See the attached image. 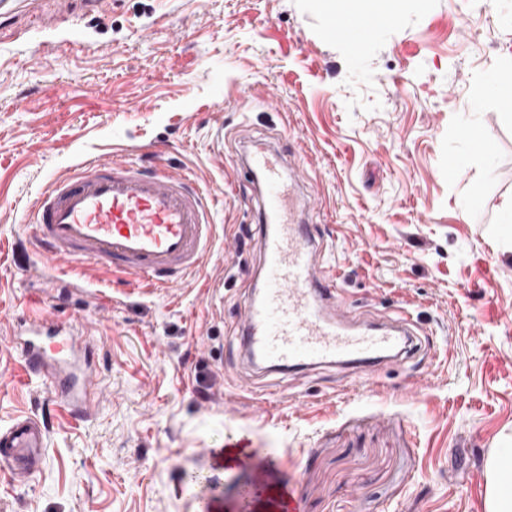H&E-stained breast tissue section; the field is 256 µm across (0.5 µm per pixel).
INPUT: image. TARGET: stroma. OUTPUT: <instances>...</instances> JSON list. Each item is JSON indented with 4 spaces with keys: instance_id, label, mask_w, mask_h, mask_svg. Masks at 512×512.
<instances>
[{
    "instance_id": "1",
    "label": "stroma",
    "mask_w": 512,
    "mask_h": 512,
    "mask_svg": "<svg viewBox=\"0 0 512 512\" xmlns=\"http://www.w3.org/2000/svg\"><path fill=\"white\" fill-rule=\"evenodd\" d=\"M37 9L62 29L22 13L0 30V427L36 416L47 448L0 483V512H287L292 495L297 512H484L487 462L512 445V115L494 85L512 0H407L361 45L327 36L320 0ZM255 150L302 153L288 179L319 201L320 264L363 324L408 312L420 358L373 386L243 359ZM113 155L224 192L213 257L173 288L77 277L31 243L49 181ZM31 307L88 326L95 415L55 408L9 348Z\"/></svg>"
}]
</instances>
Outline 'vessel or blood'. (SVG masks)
Here are the masks:
<instances>
[{
	"label": "vessel or blood",
	"mask_w": 512,
	"mask_h": 512,
	"mask_svg": "<svg viewBox=\"0 0 512 512\" xmlns=\"http://www.w3.org/2000/svg\"><path fill=\"white\" fill-rule=\"evenodd\" d=\"M380 19L347 13L330 22L329 35L366 36ZM246 167L262 185V267L255 299L239 315L249 358L282 368L352 361L365 383L378 370L411 356L410 321L402 316L379 333L358 330L333 274L318 270L308 215L315 202L287 188L279 161L249 155ZM215 195L189 174L159 167L145 171L123 157L86 160L52 179L29 212L36 244L47 262H93L150 288H169L199 271L211 255ZM10 346L47 384L69 414L84 417L98 403L95 372L83 325L31 314L14 322ZM46 431L26 417L0 430V478L18 480L40 460Z\"/></svg>",
	"instance_id": "b4317fda"
}]
</instances>
